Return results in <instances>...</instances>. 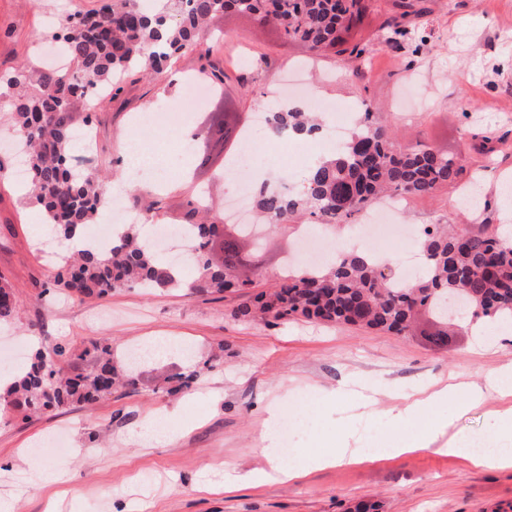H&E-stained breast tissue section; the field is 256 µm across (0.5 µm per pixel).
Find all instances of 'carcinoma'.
Segmentation results:
<instances>
[{"instance_id":"obj_1","label":"carcinoma","mask_w":512,"mask_h":512,"mask_svg":"<svg viewBox=\"0 0 512 512\" xmlns=\"http://www.w3.org/2000/svg\"><path fill=\"white\" fill-rule=\"evenodd\" d=\"M372 0H158L144 8L139 0H112V5L66 19L61 31L69 67L65 70L26 67L0 76V112H9L22 143L21 161L34 179L29 197L42 208L48 223L64 239L98 219L96 203L110 187L97 172L69 164L72 108L86 105L88 95L130 70H147L165 83L172 57L194 52L210 38L209 23L233 11L257 25H274L283 37L316 53L362 54L349 45ZM272 135L289 130L318 136L322 126L309 112L284 106L268 113ZM244 125H209L198 138L207 145L236 146ZM462 159L428 146L401 149L389 128L366 112L351 137L336 152L317 160L307 171L301 192H283L263 183L257 207L270 226L288 223L305 213L319 224H345L386 194L421 196L456 182ZM189 260L196 274L184 281L179 268L159 259L150 241L134 225L124 224L105 248L89 246L58 262L52 286L67 295L99 297L122 288L157 290L187 288L202 293L241 291L248 286L238 262L212 263L209 247L218 224L193 225ZM422 270L406 281L387 277L383 262L362 251H349L323 268L298 269L278 278L269 293L254 294L234 311L239 318L260 313L275 320L298 316L329 324H346L387 332L407 331L423 308L445 312L448 297L464 299L478 319L512 320V242L491 224L424 228L417 239ZM12 285L0 282V323L16 314ZM65 346L35 351L29 365L0 399L26 414H43L69 402L92 404L112 391L116 368L112 349L96 345L84 356L91 368L71 375L63 363Z\"/></svg>"}]
</instances>
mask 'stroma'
Wrapping results in <instances>:
<instances>
[{"instance_id":"obj_1","label":"stroma","mask_w":512,"mask_h":512,"mask_svg":"<svg viewBox=\"0 0 512 512\" xmlns=\"http://www.w3.org/2000/svg\"><path fill=\"white\" fill-rule=\"evenodd\" d=\"M376 9L355 35L366 45L360 57L310 56L299 43L271 27L228 13L214 24L221 40L206 55L174 59L177 71L200 66L221 81L220 102L193 108L204 126L223 110L246 123L266 105L279 77L301 67L314 98L359 107L388 121L398 147L427 145L464 157L460 179L433 194L410 197L400 223L498 224L512 211V0H375ZM401 30L385 43L391 23ZM44 35L34 0H0V75L34 62ZM175 92L136 73L119 79L96 111L76 108L70 126H94L97 147L91 168L116 174L133 113L174 104ZM257 168L273 185L296 188L298 178L333 151L328 140L303 143L287 162L277 157V139L257 130L252 142ZM167 184L155 192L150 223L184 224L197 186L209 187L220 205L232 199L217 175L221 159L197 166L192 155L171 156ZM39 207L28 204L12 180L0 178V277L15 291L17 315L0 327V347L13 339L27 351L65 345L78 356L92 342L112 347L117 368L128 366L131 347L152 336L178 340L180 353L139 368L135 386H116L90 406H67L45 417L24 418L0 410V496L15 500L14 512H512V468L475 466L461 455L429 449L396 453L417 431L449 421L447 436H485L497 429V412L512 408V395L491 396L457 412L441 403L393 426L389 416L437 383L482 386L512 367V331L486 325L476 335L468 320L437 345L441 325L421 311L413 332L398 335L303 318L242 320L233 312L237 294L199 295L185 289L151 293L137 288L83 300L50 289L55 266L35 224ZM310 218L298 214L271 229L261 249L240 247L247 264L262 268L250 293L272 288L286 258L299 248ZM189 385H180L181 377ZM302 422L297 458L304 474L282 483L266 480L225 487L214 463L244 473L262 465L253 454L262 445L269 418ZM147 419L173 431L169 444L133 443V429ZM364 450L356 463L307 469L309 458L335 453L345 442ZM57 467L58 482L44 465Z\"/></svg>"}]
</instances>
